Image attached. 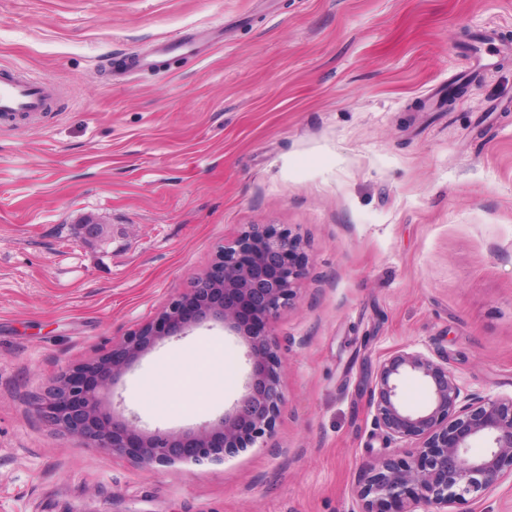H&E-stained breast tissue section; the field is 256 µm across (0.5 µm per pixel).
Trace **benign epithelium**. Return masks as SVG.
Returning <instances> with one entry per match:
<instances>
[{
  "instance_id": "1",
  "label": "benign epithelium",
  "mask_w": 512,
  "mask_h": 512,
  "mask_svg": "<svg viewBox=\"0 0 512 512\" xmlns=\"http://www.w3.org/2000/svg\"><path fill=\"white\" fill-rule=\"evenodd\" d=\"M305 274L299 244L286 232L254 224L222 247L150 323L95 361L51 380L35 401L42 420L80 444L128 456L145 467L221 462L274 431L285 397L275 324ZM219 325L240 337L251 366L244 393L217 421L180 431L141 427L110 401L134 365L160 342L193 328ZM421 379L429 400L410 409L401 381ZM365 386L374 424L386 439L411 445L407 458L377 453L363 463L354 493L361 512H474V504L512 480V395L468 394L448 363L400 349L369 369ZM484 438L489 448L471 453Z\"/></svg>"
}]
</instances>
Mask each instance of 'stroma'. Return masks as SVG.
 Here are the masks:
<instances>
[{"instance_id": "1", "label": "stroma", "mask_w": 512, "mask_h": 512, "mask_svg": "<svg viewBox=\"0 0 512 512\" xmlns=\"http://www.w3.org/2000/svg\"><path fill=\"white\" fill-rule=\"evenodd\" d=\"M198 26L204 59L139 54ZM496 66L470 69V36ZM512 0H0V69L57 88L0 118V512H359L386 447L368 368L409 347L512 394ZM255 224L305 275L276 321L285 404L220 463L80 447L31 401L153 320ZM246 347L197 327L119 390L147 427L217 419ZM199 376L190 394L172 388Z\"/></svg>"}]
</instances>
